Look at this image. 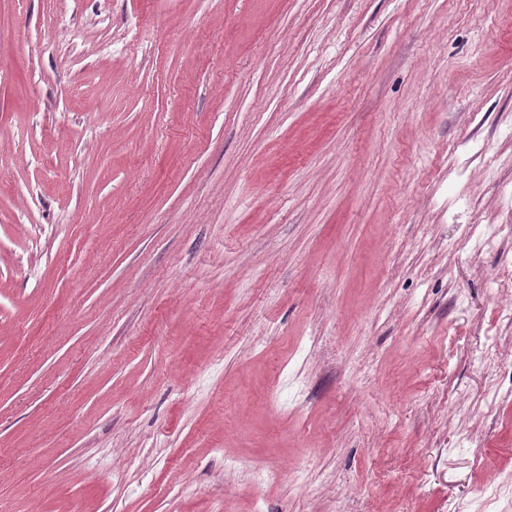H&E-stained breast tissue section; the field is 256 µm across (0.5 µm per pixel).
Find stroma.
Returning <instances> with one entry per match:
<instances>
[{
  "instance_id": "35a3bbf8",
  "label": "stroma",
  "mask_w": 512,
  "mask_h": 512,
  "mask_svg": "<svg viewBox=\"0 0 512 512\" xmlns=\"http://www.w3.org/2000/svg\"><path fill=\"white\" fill-rule=\"evenodd\" d=\"M510 265L512 0H0V512H512Z\"/></svg>"
}]
</instances>
